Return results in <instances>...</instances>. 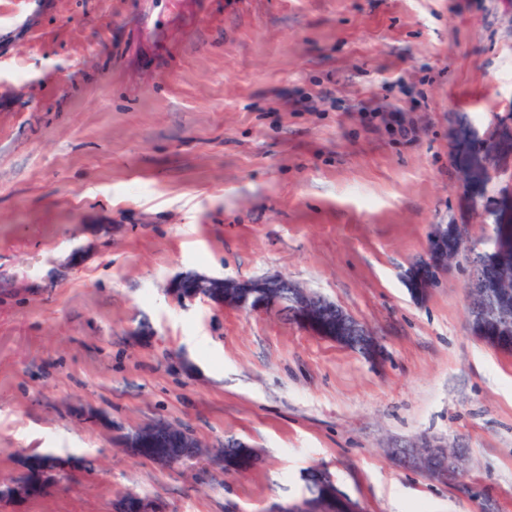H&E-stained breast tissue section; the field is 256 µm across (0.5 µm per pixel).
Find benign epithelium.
<instances>
[{
	"mask_svg": "<svg viewBox=\"0 0 512 512\" xmlns=\"http://www.w3.org/2000/svg\"><path fill=\"white\" fill-rule=\"evenodd\" d=\"M482 152L471 163L458 169L460 179L467 194H472L471 187L477 177L483 173H492V169L512 156V123L498 122L480 139ZM453 234L462 240L467 237V226L464 224H438L432 231L427 257L418 264L421 273L410 272L411 286L417 289V293L423 294L434 286L439 276L448 269V234ZM293 284L280 276H261L247 280H238L227 277H208L192 274L178 279L172 283L173 292L181 299L193 300L203 295L207 288H214V299L225 306H233L243 310L275 312L285 315L290 320H303L311 314L318 305L323 304L331 310L339 313L351 335L363 341L374 343V337L370 330L355 319L346 310L336 303L308 291H301L299 298L294 301V310H288V304L284 297L272 292L274 288H291ZM512 295L500 290L496 293V299L477 308L468 310L470 323H488L496 311V305L505 302ZM168 425L157 422L150 426L138 428L121 438L122 447L128 453L141 447L142 443L151 439L156 433L167 430ZM173 446L184 449L181 457L163 458L161 462L169 466H178L187 460L197 456L196 449L201 447L199 440L186 429L179 430L171 437ZM427 455L431 464L426 472L434 477L446 479L457 474L458 460L456 456L448 453L445 446L427 447ZM29 481L27 475L17 479L0 481V500L7 502H19L29 497Z\"/></svg>",
	"mask_w": 512,
	"mask_h": 512,
	"instance_id": "1",
	"label": "benign epithelium"
}]
</instances>
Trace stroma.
Here are the masks:
<instances>
[{
	"instance_id": "1",
	"label": "stroma",
	"mask_w": 512,
	"mask_h": 512,
	"mask_svg": "<svg viewBox=\"0 0 512 512\" xmlns=\"http://www.w3.org/2000/svg\"><path fill=\"white\" fill-rule=\"evenodd\" d=\"M508 114L512 0H0V479L70 463L0 512H271L311 468L362 512H512V352L472 332L465 258L406 282L434 225L494 250L512 163L474 210L450 132ZM189 272L288 277L378 350L181 300ZM156 421L258 459L122 448ZM428 444L462 472L390 454ZM242 442V441H241ZM247 448L228 444L224 451L225 471L242 472L253 466L254 450L252 446L242 442ZM427 448V455L431 460L428 468L424 467L421 463L419 452H414L412 457L417 459V465L425 470L430 476L434 478L446 479L450 476L457 474L458 460L455 455L448 453L445 446H429Z\"/></svg>"
}]
</instances>
